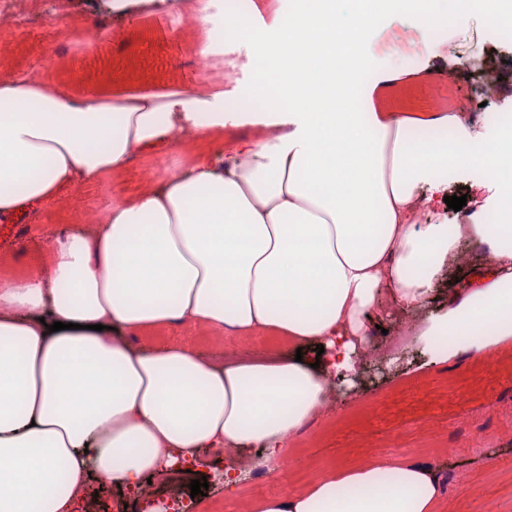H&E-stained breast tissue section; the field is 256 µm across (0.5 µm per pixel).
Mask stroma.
Returning a JSON list of instances; mask_svg holds the SVG:
<instances>
[{
	"label": "stroma",
	"mask_w": 512,
	"mask_h": 512,
	"mask_svg": "<svg viewBox=\"0 0 512 512\" xmlns=\"http://www.w3.org/2000/svg\"><path fill=\"white\" fill-rule=\"evenodd\" d=\"M70 12L90 23L110 25L114 38L93 51L79 52L65 36L53 35L37 23L2 31L0 43L10 44L12 52L0 56V69L22 70L41 61L47 81L74 92L117 86L158 92L172 84L188 90L196 86L193 64L207 40L204 23L189 20L175 38L161 11L118 18L107 0H72ZM511 21L494 14L487 0H474L467 22L446 29L429 27L412 16L400 18L395 10L386 9L379 14L366 51L381 63L401 68L403 46L414 49L413 70L426 75L429 83L418 108L441 109L443 98L450 96L455 111L478 110L488 116L512 109V45L499 37L501 27ZM487 58L501 63V79L492 86L484 85L479 68ZM218 68L229 73L222 90L234 94L224 103V137L210 146L219 158L228 140L253 133L248 118L238 115L235 100L248 95L265 66L251 42L231 40L224 45ZM152 161V155L137 156L122 177L79 188L68 207L55 216L0 223V252L30 256L60 229L76 228L79 217L94 206L136 194L145 182L141 172ZM484 177L477 165L449 173L448 195L466 196L468 202L459 211L439 204L443 222L470 223L476 203L492 202V194L479 188ZM364 383L365 390L335 395L334 413L317 423L315 436L298 441L292 472L270 475L278 490H287L297 472L320 461L387 456L393 439L411 456L427 453L436 444L444 447L433 463L451 476L448 512H480L489 499L500 503V512H512V434L503 432L504 424L512 423V350L490 364L462 360L448 367L431 364L429 353L415 348L403 364L374 370Z\"/></svg>",
	"instance_id": "stroma-1"
}]
</instances>
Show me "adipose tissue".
Here are the masks:
<instances>
[{
  "label": "adipose tissue",
  "mask_w": 512,
  "mask_h": 512,
  "mask_svg": "<svg viewBox=\"0 0 512 512\" xmlns=\"http://www.w3.org/2000/svg\"><path fill=\"white\" fill-rule=\"evenodd\" d=\"M455 27L470 0H305L296 23L253 42L288 96L254 113L253 137L224 135V92L91 90L0 77V218L50 209L118 176L136 155L190 144V168L114 205L93 231L50 240L43 260L0 274V512H73L91 478L135 492L176 460L226 459L224 485L247 512H444L447 483L427 457L329 461L287 494L241 492L245 467L277 471L323 414L339 371H355L367 316L391 300L412 318L411 345L433 359L490 361L512 345V152L408 145L409 118L382 107L404 82L364 51L387 5ZM374 74L368 103L357 76ZM482 164L499 223L446 224L438 166ZM494 257L465 293L423 310L464 241ZM63 330H54V322ZM182 325L211 343L266 334L322 348L318 367L275 352L224 359L178 342ZM259 457H250V449Z\"/></svg>",
  "instance_id": "1"
}]
</instances>
